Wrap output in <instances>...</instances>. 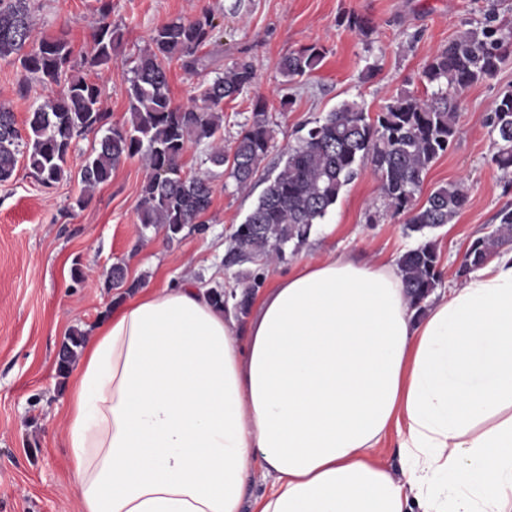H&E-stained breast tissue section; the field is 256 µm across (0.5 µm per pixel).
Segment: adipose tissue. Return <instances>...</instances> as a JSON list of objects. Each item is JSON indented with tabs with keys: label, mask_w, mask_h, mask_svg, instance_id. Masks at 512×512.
Listing matches in <instances>:
<instances>
[{
	"label": "adipose tissue",
	"mask_w": 512,
	"mask_h": 512,
	"mask_svg": "<svg viewBox=\"0 0 512 512\" xmlns=\"http://www.w3.org/2000/svg\"><path fill=\"white\" fill-rule=\"evenodd\" d=\"M79 512H512V253L410 307L395 263L331 255L243 320L145 287L66 377ZM395 433L399 472L377 446Z\"/></svg>",
	"instance_id": "obj_1"
}]
</instances>
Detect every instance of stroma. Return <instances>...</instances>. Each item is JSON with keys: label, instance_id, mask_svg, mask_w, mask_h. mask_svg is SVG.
<instances>
[{"label": "stroma", "instance_id": "35a3bbf8", "mask_svg": "<svg viewBox=\"0 0 512 512\" xmlns=\"http://www.w3.org/2000/svg\"><path fill=\"white\" fill-rule=\"evenodd\" d=\"M96 5V0H31L33 40L63 35L75 56L88 54ZM485 6V0H112V23L123 34L122 44L108 68L86 78L101 86V107L113 121H126L125 89L153 31L176 17L212 12L219 32L200 50L197 73L171 62L170 96L175 104H190L203 77L250 58L257 80L225 100L223 137L232 144L254 101L264 99L275 134L262 167L272 170L283 164L304 127L340 103L354 101L374 113L402 92L425 93L428 62L462 31L480 26ZM353 13L371 21L368 36L349 28ZM312 43L325 49L320 66L295 81L283 77L281 56ZM509 89L512 58L495 79L455 90L460 132L417 195L425 201L436 187L454 181L468 187L466 207L431 233L443 269L439 291L463 287L457 275L463 252L493 231L499 210L512 203V186L490 162L495 136L486 124L492 101ZM59 91L58 85L25 77L13 59L0 60V104L14 112L17 123ZM98 141L93 133L77 138L68 156L69 175L53 186L42 185L23 159L13 178L0 182V512H79L67 471L66 387L57 354L71 329L93 333L115 305L116 292L104 286L112 265L122 264L128 279L145 285L193 281L235 287L224 250L233 225L244 220L264 188L258 180L250 190H237L223 169H215L205 230L184 231L170 242L163 229L142 230L137 220L148 175L141 158L122 162L89 203L78 206L77 173ZM325 221L332 232L313 230L297 253L251 266V274L268 284L298 263L334 253L395 261L420 240L384 205L368 165L344 188ZM76 266L84 273L79 282L72 278Z\"/></svg>", "mask_w": 512, "mask_h": 512}]
</instances>
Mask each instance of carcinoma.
<instances>
[{
	"label": "carcinoma",
	"instance_id": "carcinoma-1",
	"mask_svg": "<svg viewBox=\"0 0 512 512\" xmlns=\"http://www.w3.org/2000/svg\"><path fill=\"white\" fill-rule=\"evenodd\" d=\"M96 2L94 52L75 64L65 38L31 42L34 21L28 0H0V59L12 57L40 81L63 84L59 95L34 107L23 131L16 126L14 113L0 105V182L12 178L21 154L43 185L59 182L68 175L67 156L74 141L103 130L99 149L79 171L82 196L78 203L88 201L122 161L140 156L149 174L137 204L139 223L145 230L161 227L173 241L185 229L205 223L214 192L210 170L181 175L182 158L190 145L214 142L224 124V100L249 88L256 80V68L251 60L239 59L204 85L201 104H174L167 66L177 59L187 70L196 71L198 53L213 41L217 24L208 12L194 19H172L153 32L138 55L126 88L130 116L122 124L113 123L101 107L100 87L73 74L78 66L107 68L121 43L120 29L112 25V0ZM511 53L512 27L498 21L497 4L492 2L481 28L465 30L427 64L424 77L437 90L400 94L373 117L357 102H345L315 121L288 146L279 171L263 178L265 187L256 205L230 235L224 267L283 260L288 249L296 253L360 167L369 164L379 177L385 206L405 217L407 230L424 237L398 260L411 307L422 311L421 303L442 281L439 253L426 233L451 223L468 202L464 184L450 182L432 191L423 204L416 203L427 173L459 133L450 90L495 78ZM324 55L325 49L316 44L290 50L280 58L279 71L291 80L303 77L320 65ZM486 123L498 145L490 162L512 185V90L492 102ZM273 139L272 117L265 101L258 99L231 151L212 146L208 162L227 166L228 178L238 189H247L258 176ZM498 219L494 231L471 243L458 275L482 267L512 240V204L499 211ZM261 283L256 276L244 291L232 295L236 315L248 313ZM105 287L118 290L121 298L138 288L139 282L128 281L125 268L114 264ZM84 340L76 330L63 342L60 375L66 374Z\"/></svg>",
	"mask_w": 512,
	"mask_h": 512
}]
</instances>
